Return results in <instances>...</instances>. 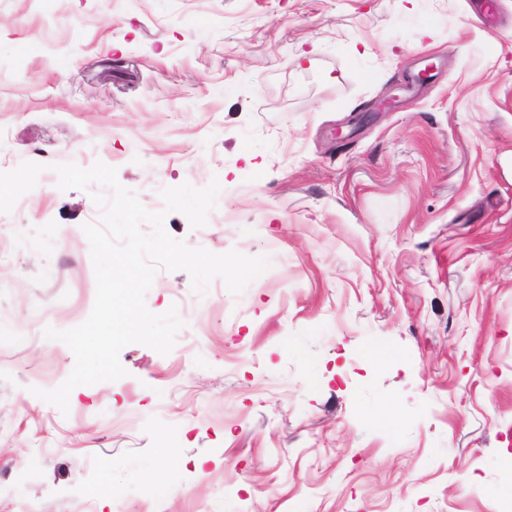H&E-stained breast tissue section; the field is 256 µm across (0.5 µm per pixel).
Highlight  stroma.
Wrapping results in <instances>:
<instances>
[{"instance_id": "1", "label": "stroma", "mask_w": 512, "mask_h": 512, "mask_svg": "<svg viewBox=\"0 0 512 512\" xmlns=\"http://www.w3.org/2000/svg\"><path fill=\"white\" fill-rule=\"evenodd\" d=\"M0 0V512H504L512 484V0ZM270 266L240 294L158 270L184 322L125 377L62 384L96 295L87 192ZM384 353L374 364L368 353ZM179 483L147 504L153 472ZM111 483V499L97 490Z\"/></svg>"}]
</instances>
